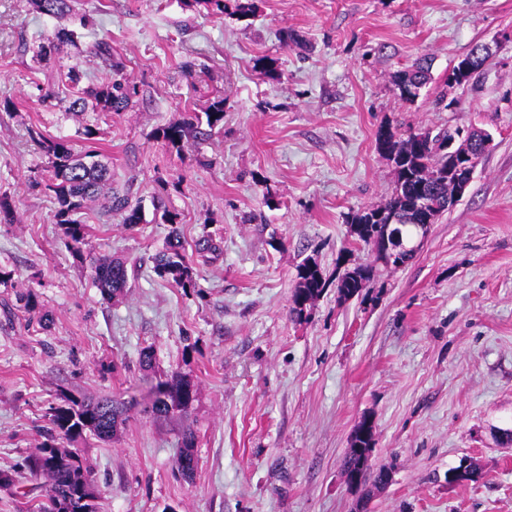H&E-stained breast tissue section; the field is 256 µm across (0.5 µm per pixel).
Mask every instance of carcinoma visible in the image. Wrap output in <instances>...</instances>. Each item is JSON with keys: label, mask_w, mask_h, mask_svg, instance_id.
I'll return each instance as SVG.
<instances>
[{"label": "carcinoma", "mask_w": 512, "mask_h": 512, "mask_svg": "<svg viewBox=\"0 0 512 512\" xmlns=\"http://www.w3.org/2000/svg\"><path fill=\"white\" fill-rule=\"evenodd\" d=\"M33 3L40 13L56 18L73 10V0H33ZM73 38V32L58 29L41 44L40 52L48 56L58 43ZM466 55L471 58L470 80L474 81L483 73L488 61L484 45H473ZM431 62V58L424 57L414 68L396 76V87L404 101L415 102L431 82ZM81 80L79 65L72 64L60 75L58 90L46 94V97L56 101L59 111L76 115L80 112L124 111L131 107L137 94L135 87L121 79L84 88L80 86ZM203 123L211 129L224 123V99H214L202 116L191 113L180 123L157 129L155 137L179 151L184 141L195 136ZM458 133L457 128L452 131L442 129L436 133L428 128L402 133L389 125L379 129L376 147L393 166L394 188L386 203L367 207L351 217V233L356 241L374 250L383 248L386 242L394 245L397 257L390 263L395 267L413 259L415 249L406 247L405 242L422 223L420 205L426 204V211L434 218L454 205V181L448 176V140ZM29 134L48 158L44 181L46 189L54 194L58 203L55 223L61 227L66 249L82 264L88 260L85 256L88 225L79 219L78 214L97 197L110 179L109 168L95 149L77 152L64 138H47L38 129L30 130ZM109 210L123 214L125 224L142 221L141 209L131 206L126 195L113 197ZM154 220L171 225L165 249L154 257L155 273L186 292L196 290L198 283L186 257L178 227L180 214L158 204L154 206ZM220 250V244L210 235L202 237L195 245V251L201 257L214 256ZM88 261L92 280L103 299L110 301L124 293L129 280L124 261L109 254ZM372 277L373 268L368 265L344 268L336 276L338 298L346 301L359 295ZM325 285L315 260L309 258L299 266L293 294V313L297 318H302L307 303L320 296ZM19 300L24 302L29 314L38 318L41 328H49L51 319L35 293L22 294ZM195 396L194 383L186 376L176 374L169 381L150 384L146 412L155 420L166 419L186 411ZM124 414L125 402L114 396L94 400L70 397L67 404L52 409L45 442L37 453L25 457L20 465V469L30 477L45 476L51 482V492L39 506V512H101L99 495L87 489V478L93 474L91 463L78 449L60 448L56 441H77L87 435L102 441L109 440L123 423ZM175 464L182 476L192 477L196 467L192 433L184 434Z\"/></svg>", "instance_id": "obj_1"}]
</instances>
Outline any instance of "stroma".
<instances>
[{"label": "stroma", "mask_w": 512, "mask_h": 512, "mask_svg": "<svg viewBox=\"0 0 512 512\" xmlns=\"http://www.w3.org/2000/svg\"><path fill=\"white\" fill-rule=\"evenodd\" d=\"M237 0L223 14L185 0H74L62 24L74 43L42 58L60 22L31 0H0V471L36 452L52 408L71 396L121 398L180 372L197 388L187 413L156 421L134 407L111 442L80 448L95 466L103 512H512V0ZM93 18L94 27L81 23ZM108 42L138 94L112 114L68 115L47 94L59 69L80 63L82 83L106 78L94 53ZM490 47L482 75L445 87L453 61ZM278 61L272 80L254 60ZM434 80L414 103L394 77L419 58ZM451 105L434 106L439 94ZM224 98V124L182 149L158 128ZM487 130L493 148L466 194L426 233L403 266L378 259L350 233L351 217L391 196L393 166L376 149L381 126ZM112 170L114 190L142 224L83 214L86 247L132 269L125 294L106 301L74 261L43 188L47 159L28 135L63 137L83 126ZM180 213L199 289L158 277L153 258ZM220 240L202 263L195 243ZM315 259L327 286L303 318L292 313L299 265ZM369 265L359 297L336 295L338 260ZM37 293L50 329L29 322L17 294ZM151 348V370H141ZM375 425L371 464L388 483L350 487L343 460L363 417ZM197 468L174 460L184 430ZM474 460L478 483L448 471Z\"/></svg>", "instance_id": "35a3bbf8"}]
</instances>
